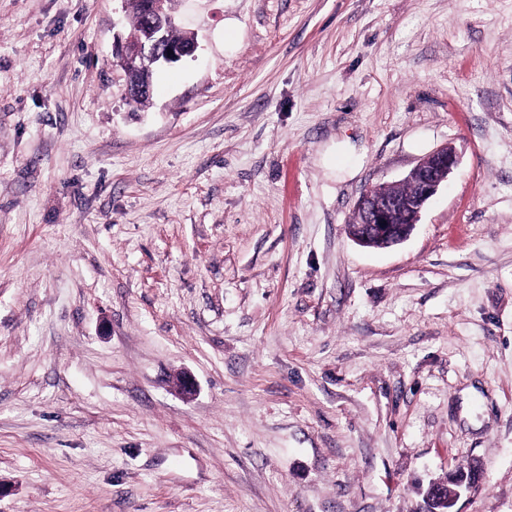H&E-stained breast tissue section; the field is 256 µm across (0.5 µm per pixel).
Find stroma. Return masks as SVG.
Masks as SVG:
<instances>
[{
	"label": "stroma",
	"instance_id": "stroma-1",
	"mask_svg": "<svg viewBox=\"0 0 512 512\" xmlns=\"http://www.w3.org/2000/svg\"><path fill=\"white\" fill-rule=\"evenodd\" d=\"M175 11L137 108L121 0H0V512H512V0ZM457 156L448 147H442L422 158L406 175L404 182L416 187L409 196H376L364 193L356 208L360 230L352 234L361 246L390 248L408 238L419 222L421 213L439 188L448 181L457 165ZM398 218L402 219L399 223ZM480 478V472L474 467H469L466 471L460 470L457 472L453 479V484L456 486L448 487V496L446 495L443 499H433L426 497V491L423 493L424 502L427 506V512H452L454 506V496L458 486L471 485L478 482Z\"/></svg>",
	"mask_w": 512,
	"mask_h": 512
}]
</instances>
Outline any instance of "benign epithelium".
Segmentation results:
<instances>
[{
	"instance_id": "7a95c632",
	"label": "benign epithelium",
	"mask_w": 512,
	"mask_h": 512,
	"mask_svg": "<svg viewBox=\"0 0 512 512\" xmlns=\"http://www.w3.org/2000/svg\"><path fill=\"white\" fill-rule=\"evenodd\" d=\"M165 0H152L151 19L145 38L131 43L118 35L112 45L113 59L126 75L137 79L128 84L129 95L151 90V75L162 65L176 64L194 55L198 42L184 46H172L164 41L163 30L170 24H177L176 17L166 14ZM457 165L454 151L442 147L422 158L406 175L404 182L416 187L409 196H376L364 193L356 208L360 226L353 239L361 246L376 244L383 248L398 245L408 238L419 222L421 213L439 188L448 181L449 174Z\"/></svg>"
}]
</instances>
